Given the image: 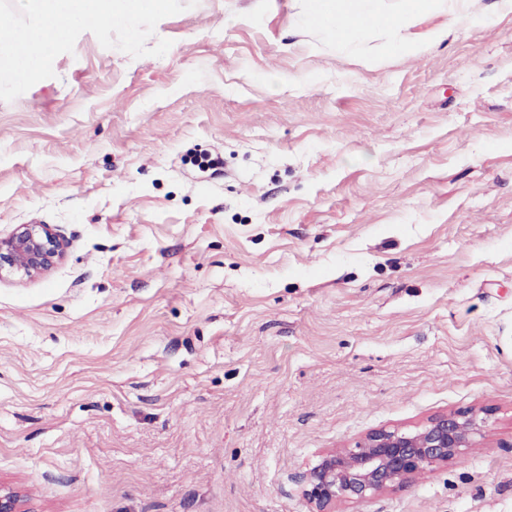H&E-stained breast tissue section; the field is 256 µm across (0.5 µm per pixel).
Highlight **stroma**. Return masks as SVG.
Returning <instances> with one entry per match:
<instances>
[{"label": "stroma", "instance_id": "obj_1", "mask_svg": "<svg viewBox=\"0 0 512 512\" xmlns=\"http://www.w3.org/2000/svg\"><path fill=\"white\" fill-rule=\"evenodd\" d=\"M199 0L161 57L82 33L0 101V487L25 512H310L380 428L479 412L474 449L337 512H512V7L429 49ZM65 244L47 224H20L0 237V279H31L50 271L64 255Z\"/></svg>", "mask_w": 512, "mask_h": 512}]
</instances>
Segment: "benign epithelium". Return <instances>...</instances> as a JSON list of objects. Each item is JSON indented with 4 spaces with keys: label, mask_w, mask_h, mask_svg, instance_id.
Returning <instances> with one entry per match:
<instances>
[{
    "label": "benign epithelium",
    "mask_w": 512,
    "mask_h": 512,
    "mask_svg": "<svg viewBox=\"0 0 512 512\" xmlns=\"http://www.w3.org/2000/svg\"><path fill=\"white\" fill-rule=\"evenodd\" d=\"M65 244L48 224H20L0 237V279H31L50 271L64 255ZM484 419L474 412L436 415L413 429H378L351 448L322 453L301 476L311 512H335L338 502H361L402 488L426 470L471 450ZM0 512H21L20 497L0 489Z\"/></svg>",
    "instance_id": "benign-epithelium-1"
}]
</instances>
